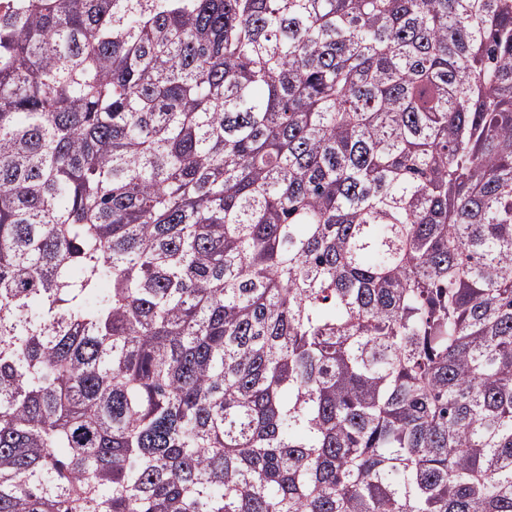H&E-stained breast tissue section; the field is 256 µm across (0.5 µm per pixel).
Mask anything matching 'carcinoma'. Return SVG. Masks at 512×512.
I'll list each match as a JSON object with an SVG mask.
<instances>
[{
    "mask_svg": "<svg viewBox=\"0 0 512 512\" xmlns=\"http://www.w3.org/2000/svg\"><path fill=\"white\" fill-rule=\"evenodd\" d=\"M0 512H512V0H0Z\"/></svg>",
    "mask_w": 512,
    "mask_h": 512,
    "instance_id": "obj_1",
    "label": "carcinoma"
}]
</instances>
